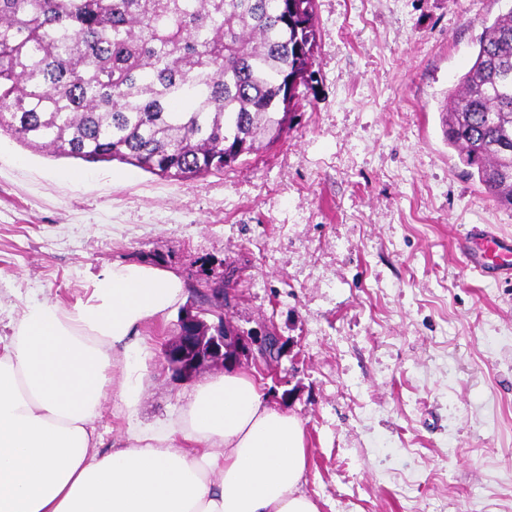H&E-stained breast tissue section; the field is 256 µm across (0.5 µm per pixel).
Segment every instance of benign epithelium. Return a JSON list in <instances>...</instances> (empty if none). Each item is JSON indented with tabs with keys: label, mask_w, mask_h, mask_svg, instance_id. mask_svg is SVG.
Segmentation results:
<instances>
[{
	"label": "benign epithelium",
	"mask_w": 512,
	"mask_h": 512,
	"mask_svg": "<svg viewBox=\"0 0 512 512\" xmlns=\"http://www.w3.org/2000/svg\"><path fill=\"white\" fill-rule=\"evenodd\" d=\"M223 303L224 289L213 288L207 305L192 307L181 316L178 332L166 343L164 352L175 380L188 381L208 366L227 367L249 359L258 365L279 357L280 337L272 329L245 335L224 329L222 321L210 325L202 318L206 309Z\"/></svg>",
	"instance_id": "benign-epithelium-1"
}]
</instances>
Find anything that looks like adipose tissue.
I'll return each instance as SVG.
<instances>
[{
    "label": "adipose tissue",
    "instance_id": "ef3b65f1",
    "mask_svg": "<svg viewBox=\"0 0 512 512\" xmlns=\"http://www.w3.org/2000/svg\"><path fill=\"white\" fill-rule=\"evenodd\" d=\"M183 290L172 273L116 265L86 301L31 302L0 336V512H318L300 421L248 374L210 377L177 417L140 419V329ZM107 394L125 421L112 448L93 426Z\"/></svg>",
    "mask_w": 512,
    "mask_h": 512
}]
</instances>
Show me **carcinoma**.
Instances as JSON below:
<instances>
[{
	"mask_svg": "<svg viewBox=\"0 0 512 512\" xmlns=\"http://www.w3.org/2000/svg\"><path fill=\"white\" fill-rule=\"evenodd\" d=\"M0 0V131L55 157L187 179L290 130L315 0ZM448 146L512 208V10L444 97Z\"/></svg>",
	"mask_w": 512,
	"mask_h": 512,
	"instance_id": "1",
	"label": "carcinoma"
}]
</instances>
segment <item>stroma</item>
Segmentation results:
<instances>
[{
    "mask_svg": "<svg viewBox=\"0 0 512 512\" xmlns=\"http://www.w3.org/2000/svg\"><path fill=\"white\" fill-rule=\"evenodd\" d=\"M507 0H315V71L291 130L181 180L56 158L0 134V335L25 306L86 300L115 264L178 275L141 330L143 422L179 413L202 369L163 359L209 286L224 322L275 328L269 403L297 417L319 512H512V280L469 269L472 226L512 238V208L464 174L441 103Z\"/></svg>",
    "mask_w": 512,
    "mask_h": 512,
    "instance_id": "1",
    "label": "stroma"
}]
</instances>
